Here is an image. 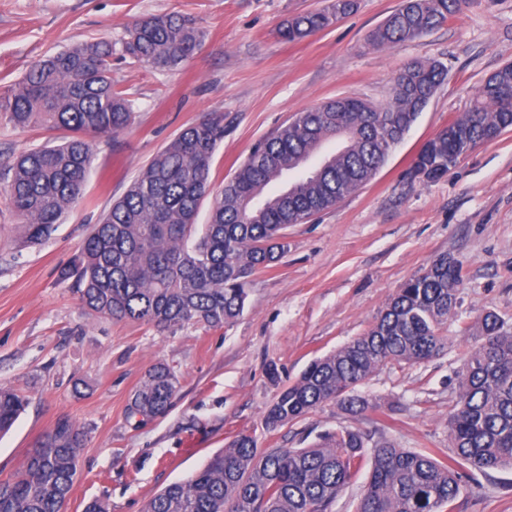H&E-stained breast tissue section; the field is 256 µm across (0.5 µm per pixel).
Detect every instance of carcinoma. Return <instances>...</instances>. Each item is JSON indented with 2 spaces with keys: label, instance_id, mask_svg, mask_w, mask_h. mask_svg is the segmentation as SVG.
<instances>
[{
  "label": "carcinoma",
  "instance_id": "1",
  "mask_svg": "<svg viewBox=\"0 0 512 512\" xmlns=\"http://www.w3.org/2000/svg\"><path fill=\"white\" fill-rule=\"evenodd\" d=\"M462 0H402L367 37L372 48L413 40L454 14ZM356 0H326L288 20L280 35L295 41L346 18ZM192 18L168 14L127 28L124 55L154 68H173L201 46ZM110 41L77 44L35 62L0 92V117L20 128L64 132L59 143L20 155L0 171V196L22 224L25 242L48 239L77 203L93 169L94 138L129 129L133 104L112 81ZM447 70L414 61L396 74L389 100L375 105L340 97L298 113L256 144L218 191L210 178L224 139V113L210 112L157 152L124 195L87 236L66 276L87 309L100 316L143 321L162 330L200 324L219 328L243 312L250 277L284 251L283 230L328 210L369 183L427 106ZM512 127V64L490 74L469 109L419 150L408 176L435 181L477 144ZM342 135L344 145L292 188L269 186L300 170L319 145ZM213 195L209 223L197 228L204 196ZM461 266L436 259L406 281L362 335L313 360L266 407L263 423L276 430L329 403L352 415L368 400L356 394L388 365L423 364L448 349L444 327L457 305ZM479 343L461 368L448 419L453 456L422 454L387 442L368 447L362 430L340 427L308 448H269L236 436L183 481L155 495L145 512H333L337 499L369 466L357 512H454L464 470L512 468V332L493 313L483 315ZM178 379L165 364L148 370L127 408L144 422L164 415ZM28 400L0 388V433ZM85 432L58 420L25 470L0 480V512H61L77 476Z\"/></svg>",
  "mask_w": 512,
  "mask_h": 512
}]
</instances>
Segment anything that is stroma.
Wrapping results in <instances>:
<instances>
[{"label": "stroma", "instance_id": "stroma-1", "mask_svg": "<svg viewBox=\"0 0 512 512\" xmlns=\"http://www.w3.org/2000/svg\"><path fill=\"white\" fill-rule=\"evenodd\" d=\"M401 2L357 0L347 18L289 42L280 27L319 0H0V91L47 55L107 39L117 46L112 79L135 112L128 130L95 141L82 198L42 244H23L21 225L0 202V387L29 400L0 436V479L22 471L64 417L86 434L66 512H83L96 498L107 500L109 512H145L154 494L240 434L263 451L305 448L352 426L376 443L449 454L457 372L476 345L481 317L495 312L512 329V127L439 180L404 174L422 144L469 107L486 77L512 62V0H463L415 40L366 47L369 31ZM173 12L206 33L187 62L162 71L119 51L133 21ZM415 59L442 62L444 83L371 182L309 222L288 226L285 254L252 276L245 310L232 324L162 331L95 316L64 278L100 214L204 113L224 115L211 167L219 187L295 113L342 96L386 103L395 73ZM53 137L0 119V167ZM440 255L462 267L447 353L376 372L357 388L372 403L362 415L328 404L266 430L263 412L280 389L362 335L398 288ZM159 362L175 372L176 396L164 415L134 424L126 406ZM455 512H512V469L476 474Z\"/></svg>", "mask_w": 512, "mask_h": 512}]
</instances>
